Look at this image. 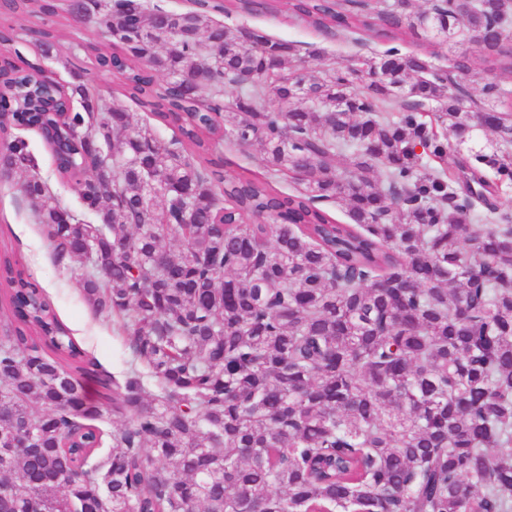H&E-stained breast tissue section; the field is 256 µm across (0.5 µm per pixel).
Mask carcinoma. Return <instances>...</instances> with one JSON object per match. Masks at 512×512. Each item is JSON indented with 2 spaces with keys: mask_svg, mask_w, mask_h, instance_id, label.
Here are the masks:
<instances>
[{
  "mask_svg": "<svg viewBox=\"0 0 512 512\" xmlns=\"http://www.w3.org/2000/svg\"><path fill=\"white\" fill-rule=\"evenodd\" d=\"M133 2L134 33L123 0L0 3V41L44 58L57 28L14 19L99 25L107 39L82 54L177 130L163 141L132 124L91 78L0 68L18 96L0 139L27 173L21 192L54 253L82 261L84 299L119 320L129 356L122 379L98 372L0 251V310L21 322L0 336V512H512V92L477 101L466 56L445 69L395 46L306 76L287 67L294 42L247 45L214 18L286 10L329 39L420 28L448 46L464 26L484 34L487 68L511 74L512 0L421 13L408 0ZM22 118L55 138L81 211L13 136ZM477 130L505 149L453 154L450 137ZM227 143L262 173L224 174ZM150 174L183 196L148 192Z\"/></svg>",
  "mask_w": 512,
  "mask_h": 512,
  "instance_id": "1",
  "label": "carcinoma"
}]
</instances>
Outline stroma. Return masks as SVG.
Returning a JSON list of instances; mask_svg holds the SVG:
<instances>
[{
	"label": "stroma",
	"mask_w": 512,
	"mask_h": 512,
	"mask_svg": "<svg viewBox=\"0 0 512 512\" xmlns=\"http://www.w3.org/2000/svg\"><path fill=\"white\" fill-rule=\"evenodd\" d=\"M235 23L295 42L309 71L317 67L315 52L319 49L325 50L341 66L347 65L355 56H367L383 49L382 43L371 40L357 44L343 33L338 34L335 40H324L308 23L281 14L244 16L236 18ZM400 47L402 51L421 54L434 50L444 61L460 54L469 56L475 73L471 85L475 98H482L485 86L490 83L512 88V74L486 69L482 54L469 32H462L453 48L435 49L418 30L407 33ZM19 135L28 141L42 175L53 191L70 204H77L73 186L58 176L52 153L40 135L32 129L20 130ZM23 178V173L19 172L12 180L0 183V239L16 253L25 272L44 288L60 319L83 345L89 357L95 358L105 372L121 375L128 360L123 332L116 319L94 314L84 302L77 283L81 262L75 257H57L52 251L43 226L38 224L29 202L19 190Z\"/></svg>",
	"instance_id": "obj_1"
}]
</instances>
